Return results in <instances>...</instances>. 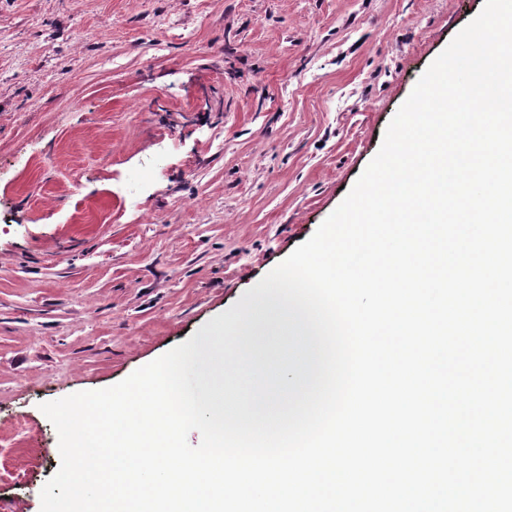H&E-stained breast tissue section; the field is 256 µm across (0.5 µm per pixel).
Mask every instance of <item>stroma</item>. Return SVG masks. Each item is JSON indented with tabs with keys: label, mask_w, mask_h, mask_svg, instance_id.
Masks as SVG:
<instances>
[{
	"label": "stroma",
	"mask_w": 512,
	"mask_h": 512,
	"mask_svg": "<svg viewBox=\"0 0 512 512\" xmlns=\"http://www.w3.org/2000/svg\"><path fill=\"white\" fill-rule=\"evenodd\" d=\"M485 0H0V512L40 406L192 337L342 203Z\"/></svg>",
	"instance_id": "stroma-1"
}]
</instances>
